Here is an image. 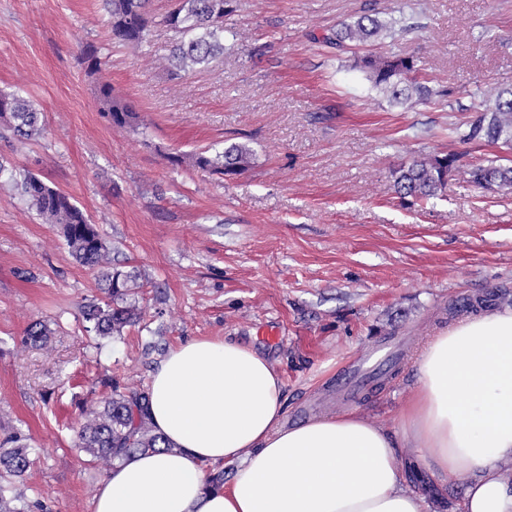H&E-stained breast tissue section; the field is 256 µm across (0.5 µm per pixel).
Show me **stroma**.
<instances>
[{
	"label": "stroma",
	"instance_id": "1",
	"mask_svg": "<svg viewBox=\"0 0 512 512\" xmlns=\"http://www.w3.org/2000/svg\"><path fill=\"white\" fill-rule=\"evenodd\" d=\"M170 6L152 0L157 24L132 48L113 39L99 0H0V90L29 97L44 124L23 147L0 138V179L28 171L72 196L113 264L136 270L142 309L122 335H86L79 308L103 296L95 272L60 226L0 192V435L26 436L35 463L22 491L48 512H93L111 467L75 448L81 408L104 376L147 385V345L253 344L284 376L287 423L356 407L393 428L453 305L489 292L500 307L501 287L512 290V189L478 188L462 170L443 197L413 204L392 178L425 155L512 159L448 134L486 87H512V0H236L223 58L174 80L162 65ZM364 13L415 17L419 29L387 32L375 50L414 57L447 97L393 105L356 51L323 44ZM89 44L138 132L101 116ZM235 143L254 159L232 178L169 160ZM36 319L51 330L43 348L22 342ZM401 465L429 512H461L460 484L436 499L412 451Z\"/></svg>",
	"mask_w": 512,
	"mask_h": 512
}]
</instances>
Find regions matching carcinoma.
I'll use <instances>...</instances> for the list:
<instances>
[{"label":"carcinoma","mask_w":512,"mask_h":512,"mask_svg":"<svg viewBox=\"0 0 512 512\" xmlns=\"http://www.w3.org/2000/svg\"><path fill=\"white\" fill-rule=\"evenodd\" d=\"M114 39L136 47L151 31L154 23L148 9L149 0H101ZM236 0H174L172 9L162 18L171 33L166 57V71L171 78L197 67H206L224 55V20L236 10ZM389 26L369 14L343 22L324 42L340 50L369 47ZM86 71L98 77L100 112L115 127L137 130L139 116L120 96L103 71L108 61L92 45L84 51ZM372 86L397 105H411L432 96H445L417 76L414 57L398 54H376L370 50L355 60ZM476 115L465 123L460 133L463 140L480 145L512 146V88L498 89L480 101ZM13 133L24 143L40 134L37 111L29 100L16 93L0 91V129ZM253 154L243 145H233L214 155L203 151L170 157L173 164L188 163L222 176L242 174L252 165ZM461 156L456 153L428 155L415 159L393 172V186L401 198L427 202L444 195L448 176L459 169ZM471 181L483 189L511 188L512 164L480 160L469 164ZM10 186L33 208L42 223L61 227L66 244L75 258L96 271L103 283L105 299L88 302L81 308L82 327L99 337L120 335L136 325L140 312L129 301L130 284L138 274L112 265L110 248L97 225L73 203L71 197L46 185L33 174L10 181ZM50 329L40 320L30 323L23 342L35 346L47 344ZM102 396L81 410L82 422L75 432L74 446L94 458L113 463L137 452L155 451L166 442L152 423L149 414V389L119 390V383L108 376L100 380ZM34 464L32 448L26 438L12 431L0 439V512H33L43 505L25 501L17 491Z\"/></svg>","instance_id":"cac0c4a2"}]
</instances>
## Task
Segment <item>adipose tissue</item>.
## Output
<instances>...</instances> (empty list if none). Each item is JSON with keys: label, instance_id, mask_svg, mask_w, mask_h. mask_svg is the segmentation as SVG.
Returning <instances> with one entry per match:
<instances>
[{"label": "adipose tissue", "instance_id": "adipose-tissue-1", "mask_svg": "<svg viewBox=\"0 0 512 512\" xmlns=\"http://www.w3.org/2000/svg\"><path fill=\"white\" fill-rule=\"evenodd\" d=\"M284 380L252 346L192 337L149 382L168 449L134 454L101 481L94 512H427L400 464L414 449L459 482L463 512H512V308L466 315L430 338L391 430L356 409L285 426ZM232 464L229 483L209 469Z\"/></svg>", "mask_w": 512, "mask_h": 512}]
</instances>
